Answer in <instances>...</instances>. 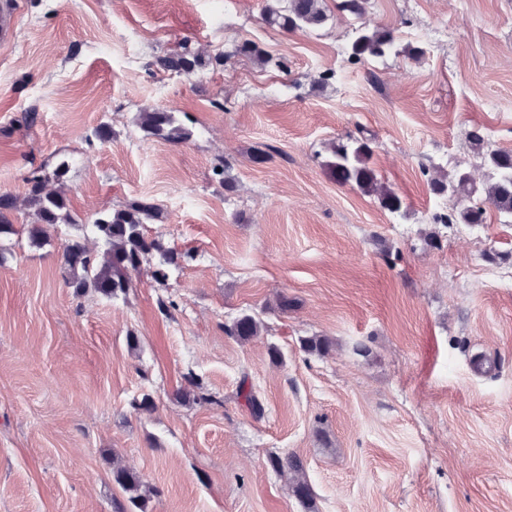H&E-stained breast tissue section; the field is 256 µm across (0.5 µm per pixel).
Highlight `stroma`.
Masks as SVG:
<instances>
[{
  "instance_id": "stroma-1",
  "label": "stroma",
  "mask_w": 512,
  "mask_h": 512,
  "mask_svg": "<svg viewBox=\"0 0 512 512\" xmlns=\"http://www.w3.org/2000/svg\"><path fill=\"white\" fill-rule=\"evenodd\" d=\"M10 3L0 195L61 164L84 221L146 198L149 236L192 256L124 297L77 298L62 278L76 228L35 246L16 212L19 234L0 239V512H115L116 461L159 490L152 512H512V223L492 210L438 226L437 246L422 235L463 206L430 196L426 173L479 178L483 154L512 149V0H369L363 20L294 33L264 22L269 0ZM362 24L393 29L397 52L350 63ZM246 40L272 64L236 54ZM183 45L201 68L157 66ZM146 107L190 137L147 136ZM350 135L369 138L404 213L330 176L329 146ZM220 157L235 191L212 173ZM281 293L295 307L265 312ZM244 313L266 329L242 343L224 325ZM306 336L333 347L304 353ZM190 374L215 404L182 397ZM244 381L262 418L236 396ZM145 394L153 411L133 410ZM285 454L312 505L271 468ZM270 465L276 472H283L288 470L294 474V495L303 502H311L313 500V491L307 480L299 478V475L303 471L304 466L302 461L297 456H274L270 458Z\"/></svg>"
}]
</instances>
